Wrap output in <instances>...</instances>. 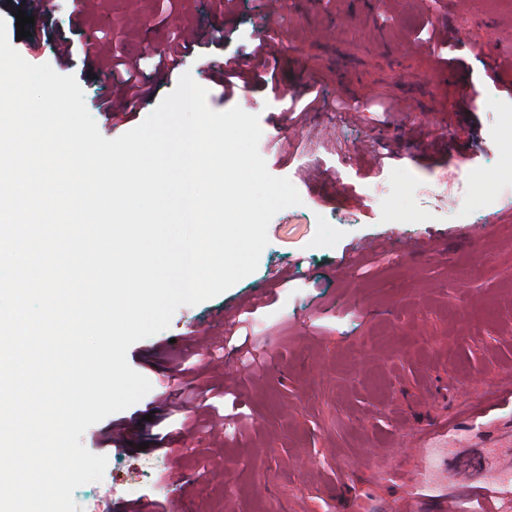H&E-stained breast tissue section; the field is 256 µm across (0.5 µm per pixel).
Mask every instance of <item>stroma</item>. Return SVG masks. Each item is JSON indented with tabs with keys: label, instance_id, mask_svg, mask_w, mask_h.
<instances>
[{
	"label": "stroma",
	"instance_id": "stroma-1",
	"mask_svg": "<svg viewBox=\"0 0 512 512\" xmlns=\"http://www.w3.org/2000/svg\"><path fill=\"white\" fill-rule=\"evenodd\" d=\"M285 16L275 82L306 85L326 109L284 120L267 91L253 93L269 172L302 203L278 212L257 270L223 294L183 306L170 326L134 343L130 366L151 383L137 404L91 426L81 441L106 456L101 481L78 487L77 512H124L128 501L165 512H472L475 491L500 489L512 469V404L463 410L479 392L512 383V0H45L14 47L29 63L73 75L100 133L138 126L177 86L152 60L173 34L194 35L184 70L221 97L209 65L229 56L272 14ZM454 36L457 83L436 80L425 29ZM102 31L98 57L57 64L59 37ZM493 31L499 83L481 47ZM223 32L220 45L201 35ZM122 51L154 89L113 122L106 61ZM468 111L454 113L457 84ZM393 100L377 112H336L341 96ZM279 127L278 138L269 131ZM246 326L259 362L243 366L222 342ZM182 353L188 373L175 370ZM213 391L212 430L182 433L169 452L156 433L195 417L169 401Z\"/></svg>",
	"mask_w": 512,
	"mask_h": 512
}]
</instances>
